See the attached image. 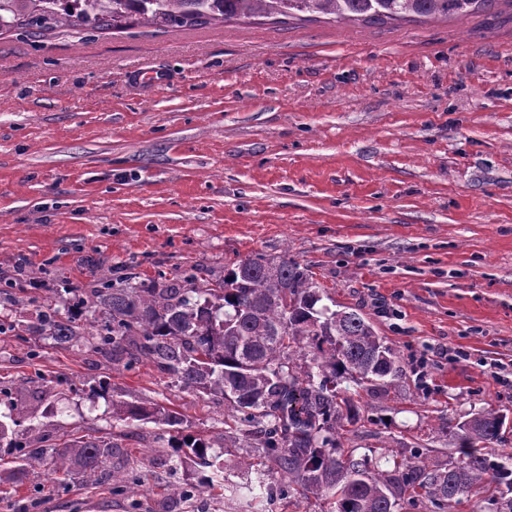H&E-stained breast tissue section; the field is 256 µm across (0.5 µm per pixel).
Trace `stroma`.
Masks as SVG:
<instances>
[{
	"instance_id": "obj_1",
	"label": "stroma",
	"mask_w": 512,
	"mask_h": 512,
	"mask_svg": "<svg viewBox=\"0 0 512 512\" xmlns=\"http://www.w3.org/2000/svg\"><path fill=\"white\" fill-rule=\"evenodd\" d=\"M257 254L306 267L334 310L367 317L398 356L399 392L370 397L352 442L456 459L436 431L495 410L512 421V5L465 19L374 25L329 15L233 18L161 30L0 34V413L13 433L80 425L112 434L142 481L0 486V512H161L192 462L159 466L171 434L112 420V401L175 408L181 435L218 453L230 482L257 479L226 407L151 364L112 368L35 331L42 311L83 323L93 270L168 279ZM268 507L231 491L176 512Z\"/></svg>"
}]
</instances>
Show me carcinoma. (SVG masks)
<instances>
[{"instance_id": "cac0c4a2", "label": "carcinoma", "mask_w": 512, "mask_h": 512, "mask_svg": "<svg viewBox=\"0 0 512 512\" xmlns=\"http://www.w3.org/2000/svg\"><path fill=\"white\" fill-rule=\"evenodd\" d=\"M499 0H0V33L21 28L30 38L54 30L97 32L132 20L160 29L202 25L256 15L361 17L383 24L408 15L468 17L486 13ZM87 301L101 308L105 324L80 326L43 314L38 330L57 344H82L112 365L133 368L149 362L180 388L219 396L235 422L244 428L255 456L288 478L269 483L271 501L301 495L336 502L338 512H453L463 499L481 497L496 512H512V468L490 459L483 449L501 441L506 416L483 411L439 430L456 440L463 460L446 467L428 464L427 448L411 460L381 469L383 454L369 448L343 450L344 433L363 419L365 409L348 395L343 383L387 393L401 377L392 347L356 310L318 306L319 288L307 270L286 257L262 255L239 260L215 276L196 266L181 278L148 283L133 272L91 289ZM122 421L176 428L184 423L176 409H150L112 403ZM262 426L259 433L250 427ZM74 437L60 446L42 448L54 429L26 442L11 441L7 478L20 483L36 468L49 467L63 477L79 475L95 484L112 480L122 495L127 482L112 471L125 449L101 437ZM205 473L214 467L206 443L186 444ZM170 489L171 503L188 501L207 489Z\"/></svg>"}]
</instances>
